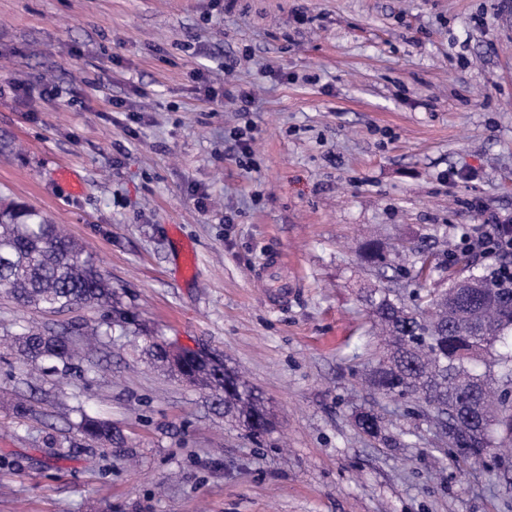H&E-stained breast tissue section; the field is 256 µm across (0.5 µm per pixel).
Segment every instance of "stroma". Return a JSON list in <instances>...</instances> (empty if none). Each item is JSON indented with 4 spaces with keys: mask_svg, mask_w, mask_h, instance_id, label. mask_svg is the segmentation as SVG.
<instances>
[{
    "mask_svg": "<svg viewBox=\"0 0 512 512\" xmlns=\"http://www.w3.org/2000/svg\"><path fill=\"white\" fill-rule=\"evenodd\" d=\"M240 84L249 113L203 98ZM1 196L64 225L112 297L0 294V336L124 329L77 337L81 376L0 353V512H512V467L457 465L365 386L361 258L372 234L410 269L512 224V0H0ZM148 338L240 376L272 429L150 366ZM84 411L121 445L84 447Z\"/></svg>",
    "mask_w": 512,
    "mask_h": 512,
    "instance_id": "obj_1",
    "label": "stroma"
}]
</instances>
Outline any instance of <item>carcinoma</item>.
<instances>
[{
    "label": "carcinoma",
    "mask_w": 512,
    "mask_h": 512,
    "mask_svg": "<svg viewBox=\"0 0 512 512\" xmlns=\"http://www.w3.org/2000/svg\"><path fill=\"white\" fill-rule=\"evenodd\" d=\"M363 258L380 276L381 285L366 295L377 352L365 383L379 395L406 401L422 399L435 406L428 415L436 429L448 428V449L455 462L474 463L496 454L490 436L496 429L512 433V414L504 396L512 383V353L495 348L512 335V288L493 274L455 277L448 257L437 269L440 287L403 294L402 268L370 242ZM23 307L61 310L82 302L106 301L109 292L79 245L37 209L14 201L0 203V293ZM9 347L24 366L44 374L80 373L69 333L31 329L13 337ZM150 360L189 380L195 372L190 352L171 358L155 341L145 347ZM224 408L235 413L252 435L270 426L267 410L253 392L229 377ZM360 431L382 432L373 409L355 414ZM84 441L117 444L112 423L82 416Z\"/></svg>",
    "instance_id": "1"
}]
</instances>
